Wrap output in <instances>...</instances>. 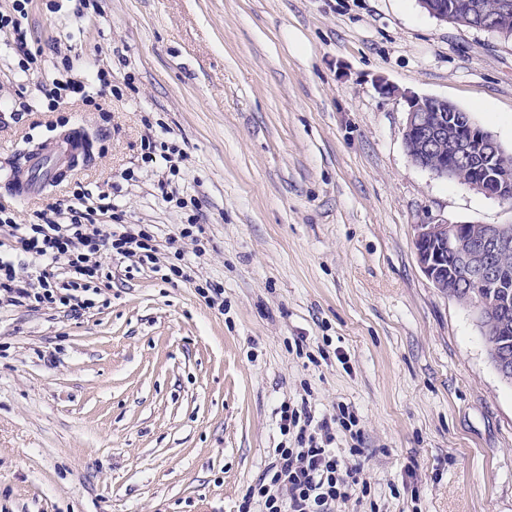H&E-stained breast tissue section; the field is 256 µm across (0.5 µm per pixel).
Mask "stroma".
<instances>
[{
  "label": "stroma",
  "mask_w": 512,
  "mask_h": 512,
  "mask_svg": "<svg viewBox=\"0 0 512 512\" xmlns=\"http://www.w3.org/2000/svg\"><path fill=\"white\" fill-rule=\"evenodd\" d=\"M26 81L0 40V205L17 223L83 187L151 225L161 264L102 253L111 303L0 310V512H236L308 397L355 431L370 503L336 512H512V384L472 305L435 288L416 227L512 224V202L413 165L405 93L468 112L512 155V39L418 0H34ZM105 73L101 106L48 78ZM79 129L86 163L19 198L28 145ZM173 141L180 172L143 167ZM194 200L201 242L177 239ZM224 288L223 309L200 293Z\"/></svg>",
  "instance_id": "1"
}]
</instances>
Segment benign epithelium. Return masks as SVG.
Returning <instances> with one entry per match:
<instances>
[{"label": "benign epithelium", "instance_id": "obj_1", "mask_svg": "<svg viewBox=\"0 0 512 512\" xmlns=\"http://www.w3.org/2000/svg\"><path fill=\"white\" fill-rule=\"evenodd\" d=\"M493 26L503 35L512 34V0H502ZM408 104L404 140L416 144L407 152L412 164L427 169L439 178H447L457 168L476 158L485 159L488 175L467 185L488 197L512 201V164L502 160L494 138L479 127H470L468 138L458 136L455 122L440 108H428L427 96L404 94ZM453 166H448V160ZM415 248L419 264L432 284L452 294L463 289L469 294L491 293L500 287L497 257L512 249V230L506 225L487 224L477 243L466 239L461 225L445 220L416 227ZM453 255L463 275L448 274V255ZM490 362L499 377L512 384V352L501 345L487 344Z\"/></svg>", "mask_w": 512, "mask_h": 512}]
</instances>
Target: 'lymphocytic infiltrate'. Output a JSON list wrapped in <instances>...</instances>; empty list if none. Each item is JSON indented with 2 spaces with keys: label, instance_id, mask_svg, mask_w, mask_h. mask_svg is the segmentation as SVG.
<instances>
[{
  "label": "lymphocytic infiltrate",
  "instance_id": "lymphocytic-infiltrate-1",
  "mask_svg": "<svg viewBox=\"0 0 512 512\" xmlns=\"http://www.w3.org/2000/svg\"><path fill=\"white\" fill-rule=\"evenodd\" d=\"M28 4L11 0L8 9L0 10V34L17 50L23 73L36 60L22 24ZM103 250L148 265L156 262L159 248L152 231L124 223L115 205L94 203L84 190L76 192L74 205L40 213L34 224L17 223L0 207V308H56L78 318L102 307L101 286L112 277L94 259ZM20 257L33 265L30 275L19 274ZM47 262L63 265L68 280H55L43 268ZM279 414L282 439L271 462L247 486L237 512H332L336 503L367 497L360 449L341 456L334 448L337 428L348 425L345 416L317 415L305 398L281 403Z\"/></svg>",
  "mask_w": 512,
  "mask_h": 512
}]
</instances>
